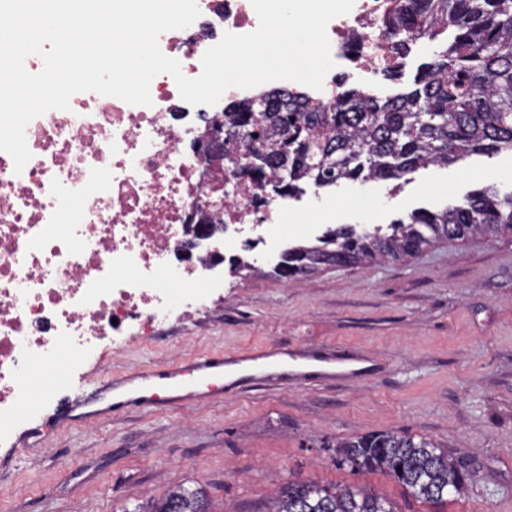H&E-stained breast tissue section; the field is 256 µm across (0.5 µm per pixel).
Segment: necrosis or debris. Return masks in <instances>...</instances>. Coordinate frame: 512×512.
Listing matches in <instances>:
<instances>
[{
  "mask_svg": "<svg viewBox=\"0 0 512 512\" xmlns=\"http://www.w3.org/2000/svg\"><path fill=\"white\" fill-rule=\"evenodd\" d=\"M187 28L164 32L162 52L198 77L205 51L224 33L257 29L251 0H196ZM387 0H356L331 20L334 68L314 96L332 102L348 83L368 87L398 62L385 34ZM258 88L228 89L210 107L185 102L174 79L157 75L151 105L89 92L26 128L32 154L22 172L0 151V438L30 402L32 367L74 364L104 340L155 336L216 301L207 263L257 265L285 238L272 230L288 209L258 188L244 162L211 169L200 146L231 104ZM223 225L205 255L178 250L189 224Z\"/></svg>",
  "mask_w": 512,
  "mask_h": 512,
  "instance_id": "4bbe7bcc",
  "label": "necrosis or debris"
}]
</instances>
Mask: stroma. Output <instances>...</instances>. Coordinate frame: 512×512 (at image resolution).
Here are the masks:
<instances>
[{
  "mask_svg": "<svg viewBox=\"0 0 512 512\" xmlns=\"http://www.w3.org/2000/svg\"><path fill=\"white\" fill-rule=\"evenodd\" d=\"M485 185L512 192V151L396 184L305 192L288 201V241L459 205ZM223 294L162 336L103 344L65 384L35 372L28 413L0 445V512H130L179 484L202 488L212 512H265L278 488L309 480L373 487L397 512H512V239L438 242L401 263L328 267L291 282L268 262L225 278ZM278 349L364 368L116 414L100 398L113 380L204 352ZM80 395L101 415L68 414ZM376 432L432 439L465 463L471 483L433 505L382 472L337 463V440Z\"/></svg>",
  "mask_w": 512,
  "mask_h": 512,
  "instance_id": "1",
  "label": "stroma"
}]
</instances>
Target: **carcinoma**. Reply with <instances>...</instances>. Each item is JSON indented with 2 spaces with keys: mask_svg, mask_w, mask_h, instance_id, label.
Here are the masks:
<instances>
[{
  "mask_svg": "<svg viewBox=\"0 0 512 512\" xmlns=\"http://www.w3.org/2000/svg\"><path fill=\"white\" fill-rule=\"evenodd\" d=\"M383 26L405 49L418 34L447 40L418 65L412 81L394 94L343 91L324 104L304 92L266 90L232 105L224 142L248 145L247 164L258 183L272 176L282 196L300 183L400 180L428 165L448 166L476 153L512 151V0H388ZM512 237V193L492 186L441 211L416 210L358 231L349 224L325 232L318 244L282 253L279 277L304 278L324 266L401 261L441 240ZM336 462L358 472L381 471L428 503H443L466 487L468 472L431 440L382 432L336 443ZM131 512H209L204 491L179 485L159 502ZM267 512H396L368 487L290 482Z\"/></svg>",
  "mask_w": 512,
  "mask_h": 512,
  "instance_id": "carcinoma-1",
  "label": "carcinoma"
}]
</instances>
